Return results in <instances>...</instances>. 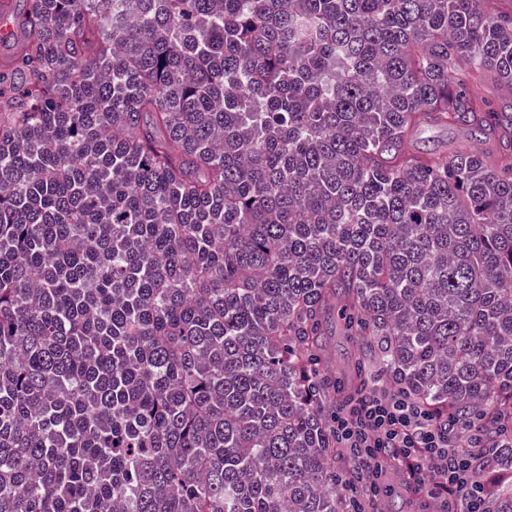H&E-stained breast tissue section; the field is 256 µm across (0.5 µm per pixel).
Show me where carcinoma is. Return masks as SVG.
<instances>
[{"label":"carcinoma","instance_id":"cac0c4a2","mask_svg":"<svg viewBox=\"0 0 512 512\" xmlns=\"http://www.w3.org/2000/svg\"><path fill=\"white\" fill-rule=\"evenodd\" d=\"M493 2L0 0V512H349L333 310L512 427ZM458 125L493 150L411 148Z\"/></svg>","mask_w":512,"mask_h":512}]
</instances>
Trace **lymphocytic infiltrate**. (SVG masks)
<instances>
[{
	"label": "lymphocytic infiltrate",
	"mask_w": 512,
	"mask_h": 512,
	"mask_svg": "<svg viewBox=\"0 0 512 512\" xmlns=\"http://www.w3.org/2000/svg\"><path fill=\"white\" fill-rule=\"evenodd\" d=\"M495 420L481 415L467 424L444 421L439 410L393 386L369 384L336 406V445L356 465L355 483L379 495V479L390 467L406 473L409 489L483 512L486 497L483 450Z\"/></svg>",
	"instance_id": "f902f5d3"
}]
</instances>
